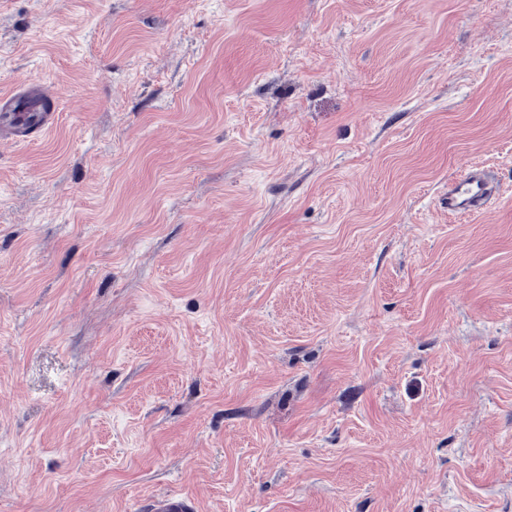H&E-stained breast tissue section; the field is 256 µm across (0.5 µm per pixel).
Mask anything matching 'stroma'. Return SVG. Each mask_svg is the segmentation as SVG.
Listing matches in <instances>:
<instances>
[{
    "label": "stroma",
    "mask_w": 512,
    "mask_h": 512,
    "mask_svg": "<svg viewBox=\"0 0 512 512\" xmlns=\"http://www.w3.org/2000/svg\"><path fill=\"white\" fill-rule=\"evenodd\" d=\"M29 82L0 512H512V0H0ZM493 195L487 177L477 168L468 166L448 189V212L467 216L484 211ZM154 512H193L194 508L184 497L167 493L153 501Z\"/></svg>",
    "instance_id": "stroma-1"
}]
</instances>
